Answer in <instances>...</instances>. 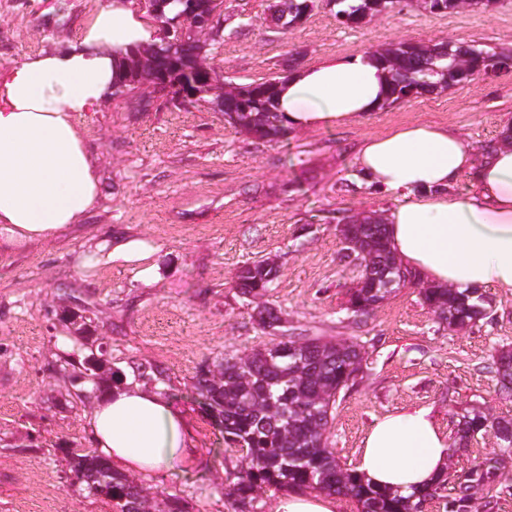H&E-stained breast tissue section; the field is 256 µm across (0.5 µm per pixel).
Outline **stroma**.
I'll return each mask as SVG.
<instances>
[{
  "label": "stroma",
  "instance_id": "obj_1",
  "mask_svg": "<svg viewBox=\"0 0 512 512\" xmlns=\"http://www.w3.org/2000/svg\"><path fill=\"white\" fill-rule=\"evenodd\" d=\"M108 2L0 0V65L76 42ZM270 2L224 0V30L203 57L216 93L402 39L512 52V0L441 14L400 0L358 28L339 24L318 0L285 31L265 24ZM80 122L101 177L97 209L63 237L0 256V512H112L67 462L69 451L92 447L89 410L74 404L58 374L61 346L82 349L63 321L71 312L85 313L89 335L105 340L112 366L128 375L140 364L162 371L157 392L191 421V463L138 479L149 496L179 497L185 512H233L224 489L242 464L197 395L196 374L290 337L326 336L362 348V369L337 398L327 434L343 467L355 468L368 430L395 410L431 409L451 437L465 408L512 415V395L501 391L494 366L512 349V290L484 288L488 316L460 332L440 326L412 284L354 316L347 300L359 269L336 231L352 215H385L399 203L359 177L361 140L420 122L448 126L478 152L504 142L512 72L273 142L236 131L210 103L173 105L146 82L110 96ZM129 239L146 244V259L105 261L106 245ZM268 258L279 273L267 293L240 295L239 268ZM265 308L279 317L273 327L259 323ZM497 451L490 434L451 445L444 480L424 512H448L457 474ZM471 512H512V459L475 495Z\"/></svg>",
  "mask_w": 512,
  "mask_h": 512
}]
</instances>
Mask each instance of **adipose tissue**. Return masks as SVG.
<instances>
[{
    "label": "adipose tissue",
    "mask_w": 512,
    "mask_h": 512,
    "mask_svg": "<svg viewBox=\"0 0 512 512\" xmlns=\"http://www.w3.org/2000/svg\"><path fill=\"white\" fill-rule=\"evenodd\" d=\"M155 35L130 0H111L75 44L0 66V249L65 235L97 207L100 176L77 118L125 84L131 51ZM387 96L385 71L359 53L289 73L276 108L285 128L307 130L365 119ZM356 163L368 185L402 199L387 234L404 267L461 292L512 289V145L479 155L448 127L409 123L365 138ZM463 177L472 192H451ZM88 428L99 455L121 470L148 475L189 460L185 416L135 384L99 392ZM448 454L430 410L409 407L372 426L356 471L406 495L441 480Z\"/></svg>",
    "instance_id": "ef3b65f1"
}]
</instances>
